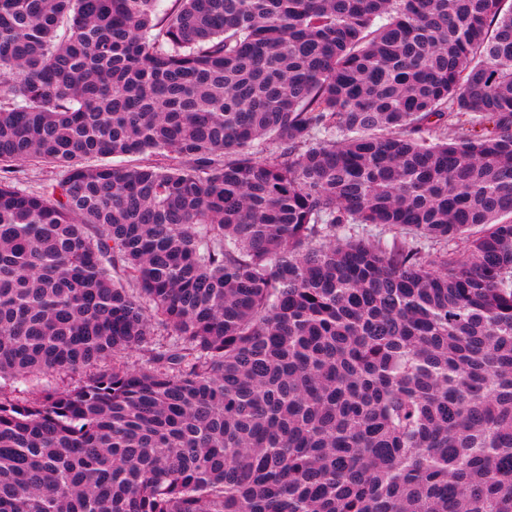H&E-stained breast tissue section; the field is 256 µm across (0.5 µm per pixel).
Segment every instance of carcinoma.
I'll return each mask as SVG.
<instances>
[{"instance_id":"1","label":"carcinoma","mask_w":512,"mask_h":512,"mask_svg":"<svg viewBox=\"0 0 512 512\" xmlns=\"http://www.w3.org/2000/svg\"><path fill=\"white\" fill-rule=\"evenodd\" d=\"M29 161L0 512H512V0H0ZM6 170L10 172H5ZM62 173L51 165L36 162H26L0 170V177H5L18 188L40 194L47 187L60 179Z\"/></svg>"}]
</instances>
